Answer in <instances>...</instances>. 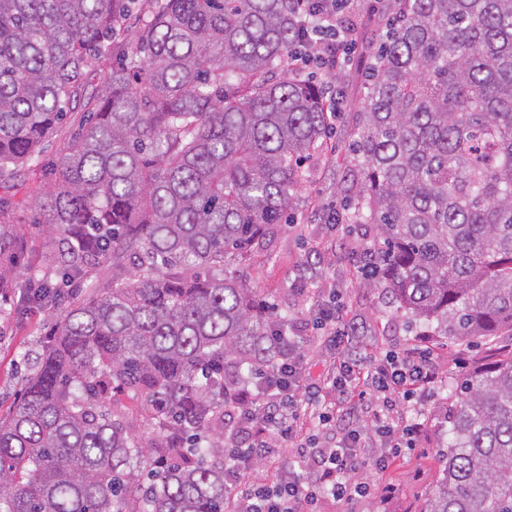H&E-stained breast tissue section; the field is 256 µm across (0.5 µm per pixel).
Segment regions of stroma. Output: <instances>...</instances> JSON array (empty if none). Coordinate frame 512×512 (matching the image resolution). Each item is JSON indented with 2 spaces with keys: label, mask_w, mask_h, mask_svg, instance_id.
Here are the masks:
<instances>
[{
  "label": "stroma",
  "mask_w": 512,
  "mask_h": 512,
  "mask_svg": "<svg viewBox=\"0 0 512 512\" xmlns=\"http://www.w3.org/2000/svg\"><path fill=\"white\" fill-rule=\"evenodd\" d=\"M362 36L349 66L336 76L344 106L332 134L305 165L308 181L295 193L285 223L275 225L253 252L245 269L247 283L288 316V335L297 337L304 355V380L320 388V404L335 412L341 405L330 384L339 368L337 353L327 350L314 322L319 301L332 291L341 294L342 321L357 325L348 348L363 360L386 351L424 346L441 383L424 406L426 429L416 448L404 451L386 471L360 467L355 477L376 488L393 487L387 500L373 498L342 506L325 503L324 512H420L424 500L443 476L441 451L448 437L447 410L454 401L451 387L464 374L485 367L493 356L485 345L464 348L436 336L432 327L408 321L391 303L385 283L368 287L361 273V255L375 233L370 224H337L348 197L353 119L366 91V67L374 47L388 29L390 13L383 0H361ZM42 186L38 171L12 184H0V197L15 206L17 223H32V201ZM50 328L47 311L15 298L9 319L0 318V414L14 403L28 368L25 353L38 348Z\"/></svg>",
  "instance_id": "stroma-1"
}]
</instances>
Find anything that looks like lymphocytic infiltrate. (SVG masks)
I'll return each instance as SVG.
<instances>
[{"mask_svg":"<svg viewBox=\"0 0 512 512\" xmlns=\"http://www.w3.org/2000/svg\"><path fill=\"white\" fill-rule=\"evenodd\" d=\"M356 2L293 0L300 38L288 56L290 72L314 67L332 74L348 66ZM279 349L275 365L262 373L266 391L257 396L244 386L235 394L231 444L224 451L233 462L226 479L236 489L234 512H321L328 496L346 503L371 498L372 486L351 474L362 463L386 470L416 445L424 423L397 411L433 396L436 367L422 352L390 350L367 362L344 356L334 388L341 401L369 413L364 428L355 412L336 415L319 406L313 387L303 381V355L294 337H280ZM282 439L292 443L297 469L281 468ZM258 463L271 470L269 479L250 480Z\"/></svg>","mask_w":512,"mask_h":512,"instance_id":"1","label":"lymphocytic infiltrate"}]
</instances>
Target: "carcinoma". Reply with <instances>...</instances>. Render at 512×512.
Returning <instances> with one entry per match:
<instances>
[{
	"label": "carcinoma",
	"instance_id": "cac0c4a2",
	"mask_svg": "<svg viewBox=\"0 0 512 512\" xmlns=\"http://www.w3.org/2000/svg\"><path fill=\"white\" fill-rule=\"evenodd\" d=\"M0 0V183L26 174L94 75L25 230L0 198V302L64 308L0 415V512H228L224 406L288 317L240 266L280 223L331 125L275 78L288 0ZM350 160L367 281L408 319L505 358L452 388L444 478L422 512H512V0H390ZM145 402L134 433L116 395Z\"/></svg>",
	"mask_w": 512,
	"mask_h": 512
}]
</instances>
